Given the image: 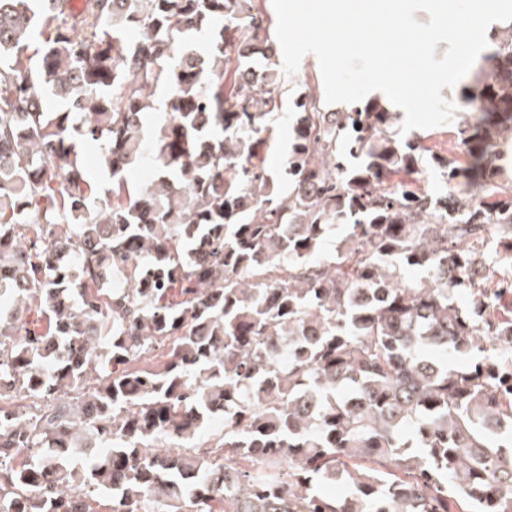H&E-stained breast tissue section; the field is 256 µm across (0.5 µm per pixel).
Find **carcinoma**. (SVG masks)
<instances>
[{"instance_id": "obj_1", "label": "carcinoma", "mask_w": 512, "mask_h": 512, "mask_svg": "<svg viewBox=\"0 0 512 512\" xmlns=\"http://www.w3.org/2000/svg\"><path fill=\"white\" fill-rule=\"evenodd\" d=\"M66 2L0 0V512H512V21L432 196L381 99L289 96L256 0ZM291 122L290 117L284 115L274 126L272 137L275 142V147L270 150L265 156V164L269 169H278L281 167L285 155L288 151V141L291 136Z\"/></svg>"}]
</instances>
